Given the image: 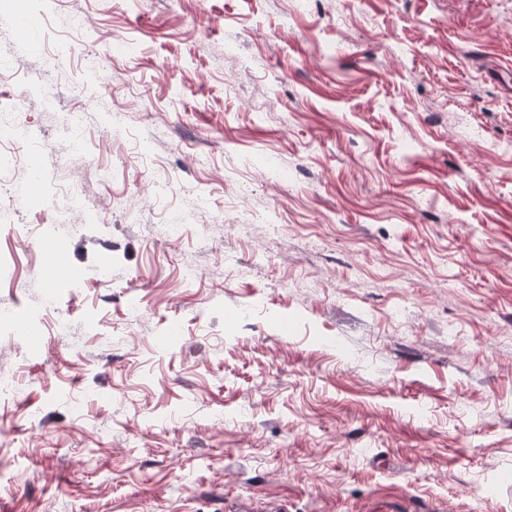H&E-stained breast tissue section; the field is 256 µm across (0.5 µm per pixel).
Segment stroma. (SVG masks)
<instances>
[{
	"label": "stroma",
	"instance_id": "stroma-1",
	"mask_svg": "<svg viewBox=\"0 0 512 512\" xmlns=\"http://www.w3.org/2000/svg\"><path fill=\"white\" fill-rule=\"evenodd\" d=\"M1 56L0 310L70 332L0 336V512H512V0H0ZM25 112H27L26 104L22 99H19L14 103L11 121L0 124V148L3 145H12L34 139V132L27 122Z\"/></svg>",
	"mask_w": 512,
	"mask_h": 512
}]
</instances>
